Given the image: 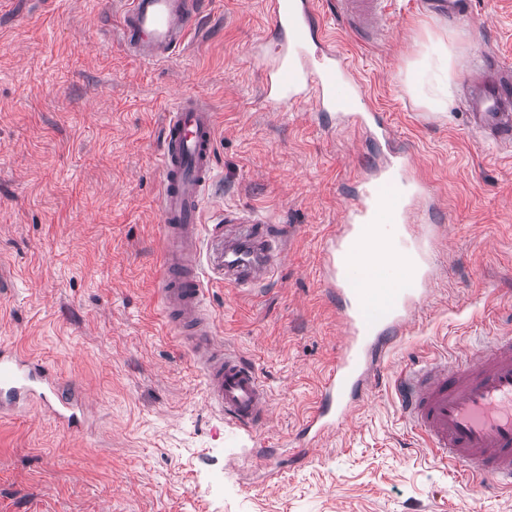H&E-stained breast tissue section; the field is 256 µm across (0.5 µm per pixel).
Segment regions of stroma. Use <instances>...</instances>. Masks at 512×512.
I'll return each mask as SVG.
<instances>
[{
	"mask_svg": "<svg viewBox=\"0 0 512 512\" xmlns=\"http://www.w3.org/2000/svg\"><path fill=\"white\" fill-rule=\"evenodd\" d=\"M450 19L387 0L388 29L330 21L370 104L434 194L436 278L382 381L304 461L290 444L340 347L323 241L378 160L364 132L262 94L261 0H210L184 51L149 63L109 22L122 0H0V342L48 364L91 408L68 430L28 406L0 418V512H512V488L452 477L402 418L400 370L512 333V144L478 134L463 81L496 56L512 69V0H467ZM452 42L446 111L406 74L429 41ZM216 117V181L200 271L218 339L259 369L264 426L225 423L201 368L165 324L157 153L177 97ZM260 210L284 259L252 294L224 282V213ZM259 448L287 466L274 483Z\"/></svg>",
	"mask_w": 512,
	"mask_h": 512,
	"instance_id": "1",
	"label": "stroma"
}]
</instances>
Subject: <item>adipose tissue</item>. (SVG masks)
Wrapping results in <instances>:
<instances>
[{
    "instance_id": "obj_1",
    "label": "adipose tissue",
    "mask_w": 512,
    "mask_h": 512,
    "mask_svg": "<svg viewBox=\"0 0 512 512\" xmlns=\"http://www.w3.org/2000/svg\"><path fill=\"white\" fill-rule=\"evenodd\" d=\"M454 47L441 40L430 42L408 72L407 87L429 110H443L455 82Z\"/></svg>"
}]
</instances>
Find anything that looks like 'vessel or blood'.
<instances>
[{
    "mask_svg": "<svg viewBox=\"0 0 512 512\" xmlns=\"http://www.w3.org/2000/svg\"><path fill=\"white\" fill-rule=\"evenodd\" d=\"M344 19L364 16L373 30L387 28L383 0H339ZM273 26L256 52L269 106L301 103L335 112L340 124L389 143L386 163L359 181L335 234L325 242V283L336 295L343 353L324 374L315 408L296 437L303 460L358 405L379 376L391 347L411 326L435 275V215L426 208L425 183L405 151L392 148L393 133L376 109L366 108L364 86L352 60L327 25L328 0H264ZM205 0H125L117 20L127 53L146 62L177 54L195 29ZM467 98L474 123L493 138L512 142V77L479 65ZM215 114L193 96L178 98L162 130L158 154L159 212L163 237L160 299L169 324L204 372L210 406L238 428L265 425L270 397L259 370L216 339L199 268L200 226L215 176ZM249 258L224 264L225 283L246 288L283 258L258 214L229 212ZM400 411L432 454L493 489L512 487V336H500L461 363L434 362L400 372ZM38 399L56 422L77 430L86 402L69 391L47 365L0 347V408Z\"/></svg>",
    "mask_w": 512,
    "mask_h": 512,
    "instance_id": "obj_1",
    "label": "vessel or blood"
}]
</instances>
